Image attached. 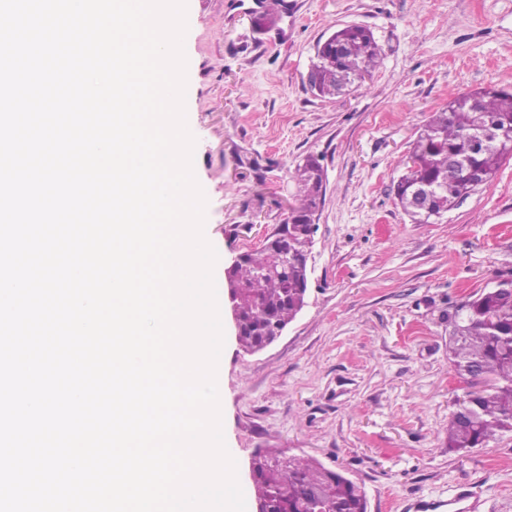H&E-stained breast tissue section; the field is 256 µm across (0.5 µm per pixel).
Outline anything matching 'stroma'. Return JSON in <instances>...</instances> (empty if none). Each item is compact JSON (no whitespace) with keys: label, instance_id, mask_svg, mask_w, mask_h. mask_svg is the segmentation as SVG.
Instances as JSON below:
<instances>
[{"label":"stroma","instance_id":"35a3bbf8","mask_svg":"<svg viewBox=\"0 0 512 512\" xmlns=\"http://www.w3.org/2000/svg\"><path fill=\"white\" fill-rule=\"evenodd\" d=\"M187 0L186 119L207 199L214 278L288 217L293 172L319 158L324 203L307 305L269 348L244 352L224 310V437L246 512L251 459L281 448L340 468L368 512H512V435L446 448L463 386L448 360L449 305L512 277V160L442 218L413 223L394 185L420 127L456 95L512 90V0ZM370 29L381 64L328 99L307 75L336 29Z\"/></svg>","mask_w":512,"mask_h":512}]
</instances>
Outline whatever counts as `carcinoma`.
Masks as SVG:
<instances>
[{"mask_svg":"<svg viewBox=\"0 0 512 512\" xmlns=\"http://www.w3.org/2000/svg\"><path fill=\"white\" fill-rule=\"evenodd\" d=\"M381 58L372 32L346 26L318 46L314 82L318 96L337 97L361 88ZM512 159V92H464L423 125L410 164L395 185L398 205L414 220L423 214L411 195L428 186L433 208L450 210L476 191L472 167L493 179ZM297 204L263 245L239 253L228 276L236 339L248 353L264 349L276 330L292 323L307 304L314 221L325 197L324 171L308 156L295 169ZM449 360L466 383L462 409L448 417V451L465 456L499 435L512 434V278L485 288L448 310ZM260 512H368L364 489L345 472L285 451L256 452L251 464Z\"/></svg>","mask_w":512,"mask_h":512,"instance_id":"carcinoma-1","label":"carcinoma"}]
</instances>
